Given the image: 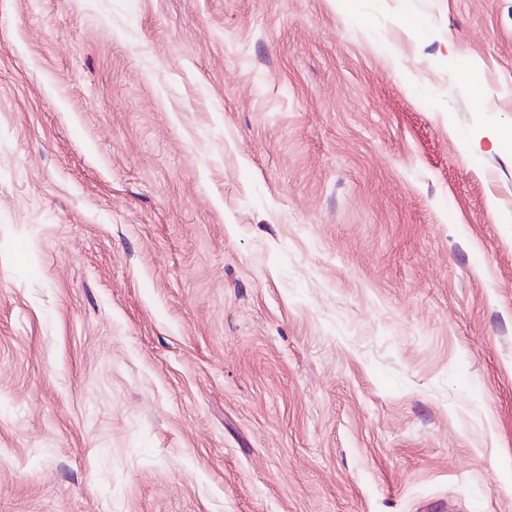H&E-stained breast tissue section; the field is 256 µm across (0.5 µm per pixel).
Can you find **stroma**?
<instances>
[{
    "label": "stroma",
    "instance_id": "1",
    "mask_svg": "<svg viewBox=\"0 0 512 512\" xmlns=\"http://www.w3.org/2000/svg\"><path fill=\"white\" fill-rule=\"evenodd\" d=\"M512 0H0V512H512Z\"/></svg>",
    "mask_w": 512,
    "mask_h": 512
}]
</instances>
